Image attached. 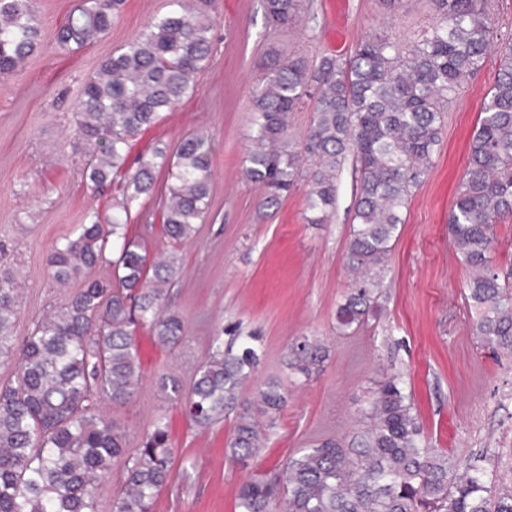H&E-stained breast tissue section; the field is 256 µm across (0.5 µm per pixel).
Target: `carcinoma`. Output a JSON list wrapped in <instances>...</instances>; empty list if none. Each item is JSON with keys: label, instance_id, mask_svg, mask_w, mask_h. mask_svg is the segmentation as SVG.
Masks as SVG:
<instances>
[{"label": "carcinoma", "instance_id": "cac0c4a2", "mask_svg": "<svg viewBox=\"0 0 512 512\" xmlns=\"http://www.w3.org/2000/svg\"><path fill=\"white\" fill-rule=\"evenodd\" d=\"M215 0H169L133 39L112 50L81 88L74 112L86 151L82 175L101 193L116 187L112 212L89 209L46 256L52 279L79 283L66 302L16 342L21 271L0 267V358L15 363V380L0 386V512H98L97 484L122 464L112 512H154L175 480V448L166 414H158L135 450L103 405H123L142 376L138 330L169 351L183 339V316L172 306L183 268L177 253L149 257L129 232L131 206L154 191V172L167 173L160 209L162 234L189 241L210 209L212 143L204 134L175 149L154 147L128 165L131 142L173 110L209 59ZM122 0H77L56 33L64 50H81L107 35ZM431 32L402 43L390 34L362 40L353 55L324 54L311 66L278 60L255 86V135L242 160L244 177L272 207L299 181L307 185L308 223L325 224L336 209L338 175L353 156L357 201L345 255L355 273L336 316L346 330L377 311L382 270L402 212L437 153L444 108L477 74L489 52L498 75L468 149L467 171L448 215L453 247L470 271L467 300L484 346L512 349V267H496L493 224L512 216V38L497 32L487 0H432ZM267 20H299L302 0H263ZM42 46L34 0H0V76ZM313 99L303 140L288 141L290 114ZM115 259L110 260L108 256ZM113 279L92 272L104 263ZM256 337L224 346L212 337L190 387L160 375L164 398L198 426L235 413L228 447L245 463L261 451L266 432L242 387L260 362ZM323 345L305 338L290 346L288 368L307 378L320 371ZM263 414L286 404L278 383L258 390ZM366 424L353 443L323 441L288 460L281 477L242 485L238 512H512V493L494 491V474L469 464L461 473L448 452L424 442L411 395L399 373L373 392Z\"/></svg>", "mask_w": 512, "mask_h": 512}]
</instances>
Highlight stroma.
<instances>
[{"label": "stroma", "instance_id": "35a3bbf8", "mask_svg": "<svg viewBox=\"0 0 512 512\" xmlns=\"http://www.w3.org/2000/svg\"><path fill=\"white\" fill-rule=\"evenodd\" d=\"M75 3L34 0L43 45L16 72L0 77V244L8 246L25 280L14 329L20 339L68 294L47 275V252L88 209L104 214L111 206L110 194L94 192L81 175L85 145L73 121L81 86L113 48L168 10V0H124L108 35L67 52L56 47L54 36ZM313 8L317 26L274 29L262 0H217L213 50L193 89L131 149L135 159L197 132L213 144L211 208L193 240L175 245L157 231L144 238L149 254L174 249L182 257L174 307L185 319V336L166 351L142 333L138 392L127 404L106 409L124 425L131 449L156 415L164 411L170 418L184 476L161 494L156 512H235L248 478L280 473L290 456L319 441L350 442L363 424L367 397L397 371L429 443L460 463L482 460L497 475V491H512V350L482 346L465 298L470 273L448 233L468 143L499 59L489 55L448 107L440 149L403 211L380 314L342 331L336 310L351 284L345 254L355 208L353 164L345 162L339 174L336 210L327 223L306 222L302 182L279 205L263 208L261 190L245 180L241 165L254 134L251 92L273 58L313 62L325 52L347 55L368 36L416 37L436 17L430 0H404L395 12L382 0H313ZM219 329L225 339L252 335L261 344V363L244 395L255 396L267 380L288 395L264 450L245 465L227 448L233 417L196 426L157 386L163 373L190 382ZM305 337L329 353L322 371L308 380L286 365L289 346Z\"/></svg>", "mask_w": 512, "mask_h": 512}]
</instances>
